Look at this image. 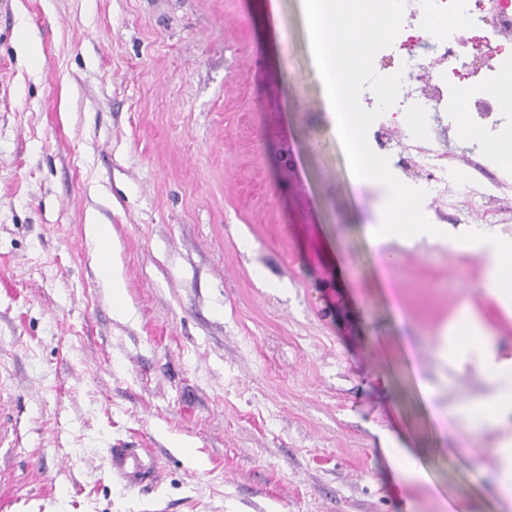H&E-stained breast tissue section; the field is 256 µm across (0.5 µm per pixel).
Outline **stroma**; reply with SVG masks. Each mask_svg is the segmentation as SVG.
I'll use <instances>...</instances> for the list:
<instances>
[{"instance_id":"35a3bbf8","label":"stroma","mask_w":512,"mask_h":512,"mask_svg":"<svg viewBox=\"0 0 512 512\" xmlns=\"http://www.w3.org/2000/svg\"><path fill=\"white\" fill-rule=\"evenodd\" d=\"M303 0H0V512H448L480 264L372 249ZM39 48L29 63L21 46ZM95 216L133 315L114 318ZM420 370H413V363ZM424 449L415 478L383 432ZM152 449L126 480L111 448Z\"/></svg>"}]
</instances>
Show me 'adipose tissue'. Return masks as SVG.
<instances>
[{"instance_id":"1","label":"adipose tissue","mask_w":512,"mask_h":512,"mask_svg":"<svg viewBox=\"0 0 512 512\" xmlns=\"http://www.w3.org/2000/svg\"><path fill=\"white\" fill-rule=\"evenodd\" d=\"M365 37L355 20L340 16L331 4L324 6L313 29L314 41L339 49L337 67L328 74L327 83L348 100L354 99L359 84ZM363 130L362 122L356 119L337 125L336 134L351 155L357 186L376 183L381 187L387 216L368 230L372 247L403 236L442 237L440 225L425 223L419 200L383 175L381 160L364 146ZM448 245L466 249L481 259L484 299L512 315V238L504 237L497 227L486 225L449 238ZM437 353L456 374H473L480 387L442 408L436 402L437 387L423 378L418 382L421 396L435 417L446 415L455 420L465 443H472L486 432H497L489 462L480 471L491 478L490 495L496 512H512V343L496 335L466 304L449 323L447 334L439 338Z\"/></svg>"}]
</instances>
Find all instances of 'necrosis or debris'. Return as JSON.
I'll return each instance as SVG.
<instances>
[{
	"instance_id": "1",
	"label": "necrosis or debris",
	"mask_w": 512,
	"mask_h": 512,
	"mask_svg": "<svg viewBox=\"0 0 512 512\" xmlns=\"http://www.w3.org/2000/svg\"><path fill=\"white\" fill-rule=\"evenodd\" d=\"M355 14L370 19L380 15L394 26L377 41L368 65L361 71L355 111L368 122L367 145L388 148L392 135L423 142L414 154L398 153L394 166L404 186L422 197L442 191L484 206L495 191L512 184V157L487 156L474 151L468 163L479 169L495 165L500 171L491 187L463 178L443 145L455 132L458 112H465L471 127L497 140L512 133V100L498 86L512 77V54L500 42L512 38V0H351ZM451 21L448 35L436 44L437 53L424 63L404 57L409 29L430 28L437 19ZM487 27L492 37L475 53H468L475 24ZM465 73L474 89L462 94L449 77Z\"/></svg>"
}]
</instances>
